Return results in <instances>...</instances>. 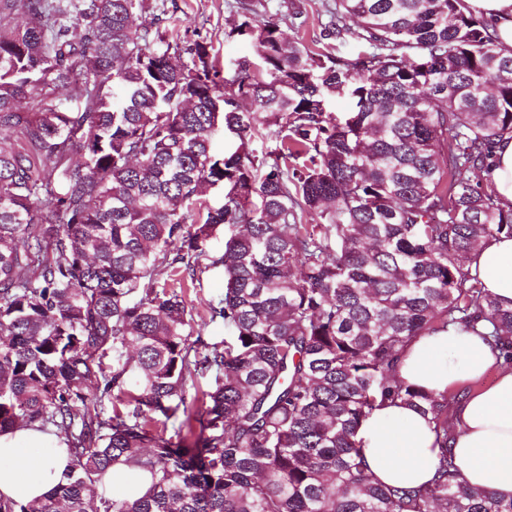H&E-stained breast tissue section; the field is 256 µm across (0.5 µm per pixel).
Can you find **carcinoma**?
Masks as SVG:
<instances>
[{"mask_svg":"<svg viewBox=\"0 0 512 512\" xmlns=\"http://www.w3.org/2000/svg\"><path fill=\"white\" fill-rule=\"evenodd\" d=\"M236 4L229 35L258 62L222 78L206 40L134 27L146 0H0L25 18L0 28V433L36 424L71 456L43 500L0 512H512L454 467L456 395L396 376L450 325H490L512 362V308L464 264L512 236L490 163L512 48L464 0H336L317 49ZM350 41L365 50L339 55ZM220 127L239 140L221 155ZM219 267L228 336L207 343L167 280ZM398 400L440 444L419 488L361 458L363 419ZM118 464L150 474L145 495L107 492Z\"/></svg>","mask_w":512,"mask_h":512,"instance_id":"obj_1","label":"carcinoma"}]
</instances>
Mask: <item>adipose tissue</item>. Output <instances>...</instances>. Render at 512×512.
Returning a JSON list of instances; mask_svg holds the SVG:
<instances>
[{
  "label": "adipose tissue",
  "mask_w": 512,
  "mask_h": 512,
  "mask_svg": "<svg viewBox=\"0 0 512 512\" xmlns=\"http://www.w3.org/2000/svg\"><path fill=\"white\" fill-rule=\"evenodd\" d=\"M488 23L494 38L512 46V0H465ZM466 267L489 295L512 307V237L501 235L473 250ZM491 385H483L487 374ZM398 374L409 384L434 393L476 388L453 404L448 445L454 464L471 485L512 498V367L498 357L483 330L451 326L408 342ZM369 473L379 483L414 488L436 474L440 446L418 410L402 403L376 407L358 431ZM49 435L23 424L0 433V496L37 502L62 479L70 465L68 449L50 447Z\"/></svg>",
  "instance_id": "1"
}]
</instances>
